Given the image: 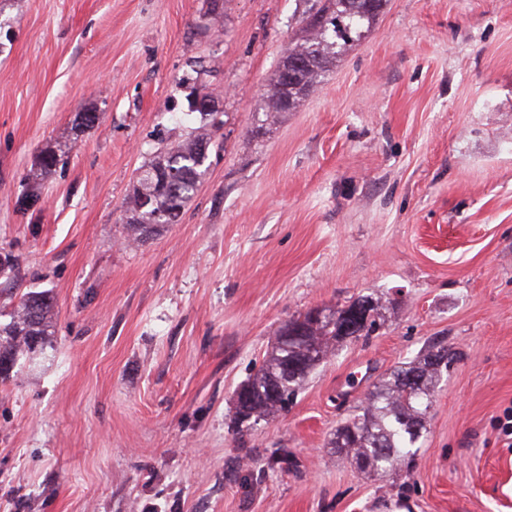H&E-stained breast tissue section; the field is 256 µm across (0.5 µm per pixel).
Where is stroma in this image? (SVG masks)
I'll return each instance as SVG.
<instances>
[{"label":"stroma","instance_id":"35a3bbf8","mask_svg":"<svg viewBox=\"0 0 512 512\" xmlns=\"http://www.w3.org/2000/svg\"><path fill=\"white\" fill-rule=\"evenodd\" d=\"M317 0H23L0 8V312L55 297L54 353L0 382V512H512V0H388L297 109L259 130ZM217 103L178 223L128 243L141 168ZM93 127L79 130V113ZM65 154L21 206L40 151ZM287 411L238 423L286 320L358 299ZM415 466L336 454L337 426L429 343ZM287 463L268 466L271 449Z\"/></svg>","mask_w":512,"mask_h":512}]
</instances>
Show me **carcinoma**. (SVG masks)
I'll list each match as a JSON object with an SVG mask.
<instances>
[{
  "label": "carcinoma",
  "instance_id": "obj_1",
  "mask_svg": "<svg viewBox=\"0 0 512 512\" xmlns=\"http://www.w3.org/2000/svg\"><path fill=\"white\" fill-rule=\"evenodd\" d=\"M386 4L387 0H323L319 7L309 9L256 111L274 122L296 109L346 50L366 36ZM204 144H213L207 123L164 147L142 170L123 202L124 223L132 240L144 242L149 226L155 230L178 223L205 173L209 154L201 152ZM60 152L54 147L41 151L24 202L33 204L39 199L41 181L57 165ZM52 309L49 293L29 291L20 295L10 320L0 322L1 380L8 379L19 359L30 354L31 344L41 350L48 343ZM347 311L346 307L334 310L321 321L311 320L307 313L286 321L270 355L240 386L246 398L236 403L238 418L257 420L282 411L328 352L348 340L342 333ZM441 352L448 360L439 366L433 358ZM454 357L448 345L436 341L417 359L381 376L367 403L336 428L332 442L336 453L368 473L410 469L419 452L417 443L426 431L439 376ZM272 376L280 379L283 395L279 399L271 398L266 388Z\"/></svg>",
  "mask_w": 512,
  "mask_h": 512
}]
</instances>
